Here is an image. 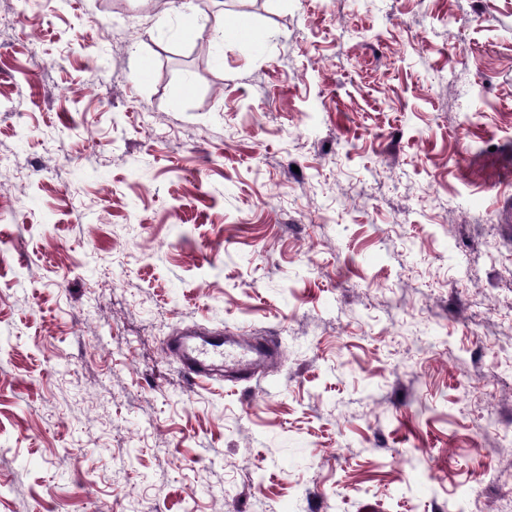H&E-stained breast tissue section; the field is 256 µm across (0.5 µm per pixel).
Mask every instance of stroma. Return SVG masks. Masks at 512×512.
<instances>
[{
    "mask_svg": "<svg viewBox=\"0 0 512 512\" xmlns=\"http://www.w3.org/2000/svg\"><path fill=\"white\" fill-rule=\"evenodd\" d=\"M241 4L0 0V512H493L512 0ZM182 333L168 343L178 358L185 376L193 383H209L224 367V377L235 382L250 380L258 369L279 354L274 343H245L223 336L221 330H198Z\"/></svg>",
    "mask_w": 512,
    "mask_h": 512,
    "instance_id": "stroma-1",
    "label": "stroma"
}]
</instances>
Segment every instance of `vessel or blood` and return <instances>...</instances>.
Listing matches in <instances>:
<instances>
[{
	"label": "vessel or blood",
	"mask_w": 512,
	"mask_h": 512,
	"mask_svg": "<svg viewBox=\"0 0 512 512\" xmlns=\"http://www.w3.org/2000/svg\"><path fill=\"white\" fill-rule=\"evenodd\" d=\"M168 349L178 358L185 376L194 383L209 382L219 371L230 381L250 380L279 353L276 344L245 343L224 336L218 329L182 333L169 342Z\"/></svg>",
	"instance_id": "b4317fda"
}]
</instances>
